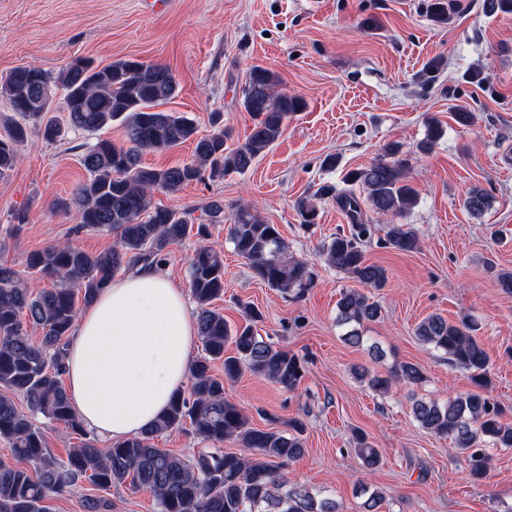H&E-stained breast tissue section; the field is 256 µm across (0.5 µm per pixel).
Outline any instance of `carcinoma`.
I'll list each match as a JSON object with an SVG mask.
<instances>
[{
	"mask_svg": "<svg viewBox=\"0 0 512 512\" xmlns=\"http://www.w3.org/2000/svg\"><path fill=\"white\" fill-rule=\"evenodd\" d=\"M65 90V120L46 118L52 107V77L37 66L19 67L0 77V97L18 115L9 136L0 139V175L18 163V147L30 133L50 143L70 129L97 133L116 123L124 142L98 139L81 156L88 173L59 208L75 212L82 227L116 235L111 250L89 253L73 245H60L28 255L21 272L0 264V439L24 462H0V512H46L44 501L87 480L108 491L125 484L152 494L156 512H339L335 499L320 497L296 486H287L283 466L304 453V425L288 421V430L257 428L236 403L225 396L224 383L244 370L281 388L294 391L305 377L299 354L264 339L253 323L261 312L240 304L244 323L232 324L214 302L224 297V253L198 245L189 258L191 295L197 305L196 325L200 353L190 365V397L180 394L166 412L144 432L115 441L107 448L92 443L90 433L76 414L61 381L68 340L77 319L76 298L90 303L121 269L139 263H161L166 249L181 242L191 230L202 239L209 226L224 223V204L210 202L205 219L195 224L192 214L152 201L153 192L173 194L193 181L218 180L247 172L281 137L286 122L304 107L302 99L276 90L279 76L255 66L241 88V107L253 125L243 142L229 145V135L219 126L198 136L192 119L176 112L157 110L173 99L179 82L161 64L121 59L99 67L76 58L58 77ZM186 142L194 144L191 161L172 166H148L143 156L163 152ZM398 147L386 145L369 165L347 172L345 180L362 186L371 209L381 216L402 218L417 204V191L408 183ZM340 201L352 218L349 231H338L323 240L318 256L324 263L363 286L386 285V270L368 261L363 245L371 235L361 222V205L355 196ZM467 211L481 215L491 207L486 191L474 185L466 193ZM305 226L315 223L317 209L309 198L297 203ZM228 239L236 255L245 260L253 277L279 292L302 294L314 283L305 260L288 255L278 225L266 222L247 206L236 208ZM385 247L402 253L420 249V239L410 224L385 226ZM336 323L344 329L345 342L367 347L383 356L375 344L366 345L363 327L381 318V306L356 289L340 294ZM42 330L40 343L28 335L29 325ZM478 322L469 316L456 322L432 314L415 328V336L445 355L448 363L469 372L473 390L444 402L412 398L413 420L425 431L450 441L466 458L468 475L482 478L490 465V451L512 448V420L489 394L490 356L477 336ZM224 375L214 373V364ZM355 375L375 391L387 392L395 381L417 386L423 370L400 363L390 376H381L361 365ZM21 396L27 409L18 407ZM64 425L68 436L79 440L67 458L47 448L36 416ZM205 444L185 458L166 452L155 439L184 426ZM234 441L245 455L221 448ZM355 453L368 469L380 462V453L367 438L355 437ZM362 512H380L381 493L366 485L356 488ZM84 512H111L112 502L102 496L82 500Z\"/></svg>",
	"mask_w": 512,
	"mask_h": 512,
	"instance_id": "cac0c4a2",
	"label": "carcinoma"
}]
</instances>
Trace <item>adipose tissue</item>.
Instances as JSON below:
<instances>
[{
  "mask_svg": "<svg viewBox=\"0 0 512 512\" xmlns=\"http://www.w3.org/2000/svg\"><path fill=\"white\" fill-rule=\"evenodd\" d=\"M196 337L186 296L161 267L112 280L69 338L67 390L84 425L111 441L148 428L185 387Z\"/></svg>",
  "mask_w": 512,
  "mask_h": 512,
  "instance_id": "1",
  "label": "adipose tissue"
}]
</instances>
